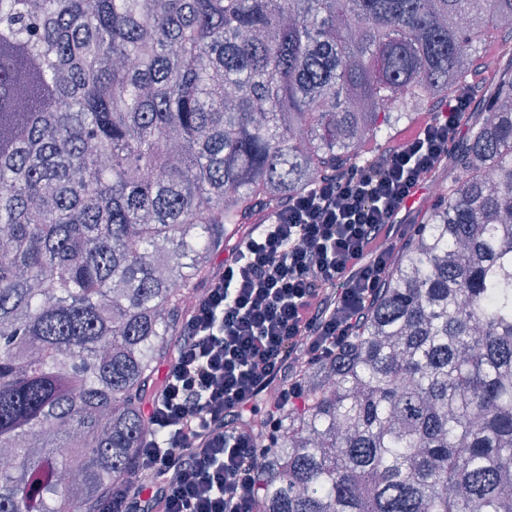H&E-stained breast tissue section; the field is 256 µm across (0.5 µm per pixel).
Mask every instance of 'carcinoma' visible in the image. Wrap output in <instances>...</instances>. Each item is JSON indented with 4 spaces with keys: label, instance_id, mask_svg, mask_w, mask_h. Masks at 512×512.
I'll list each match as a JSON object with an SVG mask.
<instances>
[{
    "label": "carcinoma",
    "instance_id": "obj_1",
    "mask_svg": "<svg viewBox=\"0 0 512 512\" xmlns=\"http://www.w3.org/2000/svg\"><path fill=\"white\" fill-rule=\"evenodd\" d=\"M512 0H0V512H99L213 259L470 85ZM259 512H512V68Z\"/></svg>",
    "mask_w": 512,
    "mask_h": 512
}]
</instances>
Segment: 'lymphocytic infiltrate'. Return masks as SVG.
I'll return each instance as SVG.
<instances>
[{
	"label": "lymphocytic infiltrate",
	"instance_id": "obj_1",
	"mask_svg": "<svg viewBox=\"0 0 512 512\" xmlns=\"http://www.w3.org/2000/svg\"><path fill=\"white\" fill-rule=\"evenodd\" d=\"M475 97L461 90L378 161L244 227L195 296L132 474L100 512H258V463L305 395L299 366L335 358L366 317L414 229L409 203L447 164Z\"/></svg>",
	"mask_w": 512,
	"mask_h": 512
}]
</instances>
